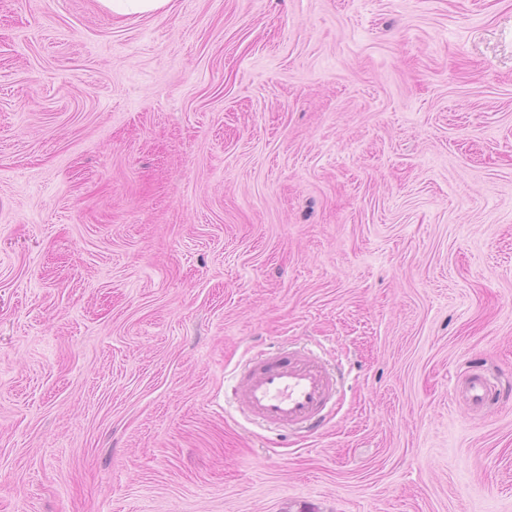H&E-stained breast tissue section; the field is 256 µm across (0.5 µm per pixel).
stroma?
I'll return each instance as SVG.
<instances>
[{"instance_id": "obj_1", "label": "stroma", "mask_w": 512, "mask_h": 512, "mask_svg": "<svg viewBox=\"0 0 512 512\" xmlns=\"http://www.w3.org/2000/svg\"><path fill=\"white\" fill-rule=\"evenodd\" d=\"M0 512H512V0H0ZM171 0H99L113 14H152L165 8ZM335 390L336 379L319 361L275 350L247 366L238 397L258 421L310 433L325 421ZM462 392L466 400L476 409L487 407L496 396L495 385L479 373L471 374L467 378Z\"/></svg>"}]
</instances>
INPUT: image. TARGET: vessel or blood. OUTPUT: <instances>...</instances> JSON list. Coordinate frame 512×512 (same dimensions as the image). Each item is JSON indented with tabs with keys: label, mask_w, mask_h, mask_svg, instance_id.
<instances>
[{
	"label": "vessel or blood",
	"mask_w": 512,
	"mask_h": 512,
	"mask_svg": "<svg viewBox=\"0 0 512 512\" xmlns=\"http://www.w3.org/2000/svg\"><path fill=\"white\" fill-rule=\"evenodd\" d=\"M336 390L333 375L316 359L275 350L252 361L242 376L238 397L251 415L266 425L305 432L318 429ZM463 395L477 409L496 396L484 375L471 374Z\"/></svg>",
	"instance_id": "obj_1"
}]
</instances>
